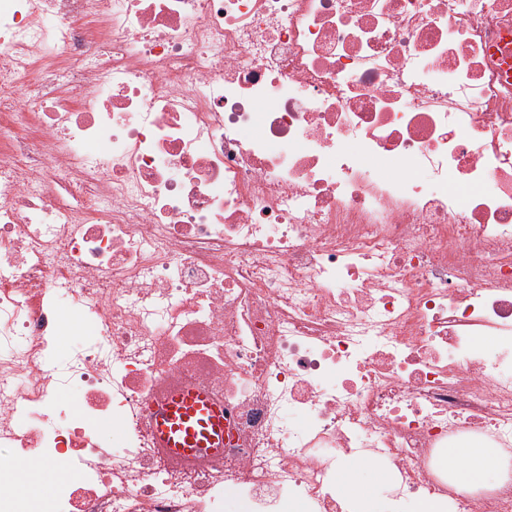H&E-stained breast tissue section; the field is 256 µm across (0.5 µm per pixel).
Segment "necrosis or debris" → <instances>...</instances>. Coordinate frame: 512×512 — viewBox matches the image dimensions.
Instances as JSON below:
<instances>
[{
    "label": "necrosis or debris",
    "mask_w": 512,
    "mask_h": 512,
    "mask_svg": "<svg viewBox=\"0 0 512 512\" xmlns=\"http://www.w3.org/2000/svg\"><path fill=\"white\" fill-rule=\"evenodd\" d=\"M472 438L512 463V0H0V512L32 458L55 512H354V453L391 512H512ZM153 419L157 446L173 456L191 459L224 446V407L194 387L180 388L158 403ZM448 465L455 468L453 486L471 493L508 480L494 448H448ZM388 480V471L378 462L346 460L336 467V491L355 512H384L377 506L376 496L381 503H388L387 487H380Z\"/></svg>",
    "instance_id": "1"
}]
</instances>
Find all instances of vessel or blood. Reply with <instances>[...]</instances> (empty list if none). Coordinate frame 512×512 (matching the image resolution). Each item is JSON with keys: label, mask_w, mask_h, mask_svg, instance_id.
<instances>
[{"label": "vessel or blood", "mask_w": 512, "mask_h": 512, "mask_svg": "<svg viewBox=\"0 0 512 512\" xmlns=\"http://www.w3.org/2000/svg\"><path fill=\"white\" fill-rule=\"evenodd\" d=\"M154 438L158 447L176 457L223 447L224 409L196 388L171 393L153 409Z\"/></svg>", "instance_id": "b4317fda"}]
</instances>
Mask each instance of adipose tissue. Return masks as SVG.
Masks as SVG:
<instances>
[{
  "label": "adipose tissue",
  "instance_id": "ef3b65f1",
  "mask_svg": "<svg viewBox=\"0 0 512 512\" xmlns=\"http://www.w3.org/2000/svg\"><path fill=\"white\" fill-rule=\"evenodd\" d=\"M448 463L455 470L453 486L460 493L488 488L512 477L492 448L449 449ZM388 480V471L376 462L346 460L336 468V490L355 512H382L376 504V491Z\"/></svg>",
  "mask_w": 512,
  "mask_h": 512
}]
</instances>
